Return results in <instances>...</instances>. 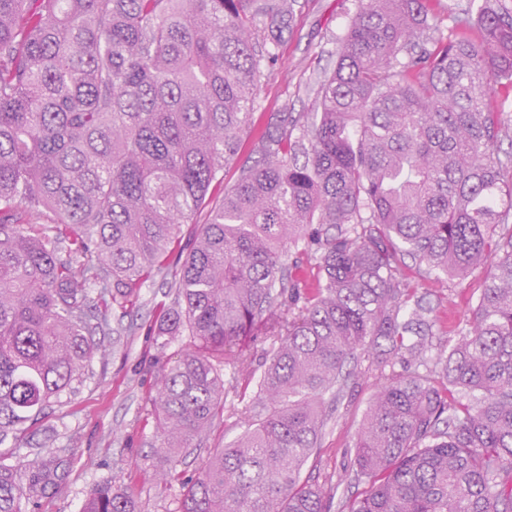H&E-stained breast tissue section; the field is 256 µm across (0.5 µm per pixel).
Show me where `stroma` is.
I'll list each match as a JSON object with an SVG mask.
<instances>
[{
  "mask_svg": "<svg viewBox=\"0 0 512 512\" xmlns=\"http://www.w3.org/2000/svg\"><path fill=\"white\" fill-rule=\"evenodd\" d=\"M356 7V0H299L294 26L278 47L274 72L260 88L256 127H264L276 112L310 111L313 79L334 67L339 42ZM487 275V270H478L444 288L418 289V297L432 307L439 322L436 341L455 336L464 326ZM171 298L168 281L158 277L143 288L135 309H110L111 324H122L124 331L119 335L106 333L108 359L93 362L88 378L68 402L48 409L31 425L26 435L28 447L50 444L75 451L67 480L44 500L40 512H81L84 499L104 481L118 490L130 489L139 512H176L184 481L203 470L208 449L224 447L243 430L245 417L253 412L254 392L250 389L225 393L224 404L230 407V414L215 420L200 449L174 459L178 481L166 486L155 480L156 469L164 464L154 452L156 364L161 359L177 360L183 347L175 341L166 349H158L150 325ZM408 369V363L402 361L382 370L362 365L331 412L320 447L306 464L303 476L335 489L336 502H348L359 491L342 476L353 465L354 445L369 401L381 384Z\"/></svg>",
  "mask_w": 512,
  "mask_h": 512,
  "instance_id": "1",
  "label": "stroma"
}]
</instances>
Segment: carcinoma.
I'll list each match as a JSON object with an SVG mask.
<instances>
[{
	"mask_svg": "<svg viewBox=\"0 0 512 512\" xmlns=\"http://www.w3.org/2000/svg\"><path fill=\"white\" fill-rule=\"evenodd\" d=\"M426 2L358 0L314 111L257 132L297 0H0V445L21 451L83 382L109 306L169 276L153 334L185 349L157 363L156 453L198 447L228 389L255 383L260 407L179 512H331L301 473L361 354L414 369L364 413L346 512H512V152L495 148L512 124L491 102L512 85V0H470L476 39L435 35ZM22 209L53 224L25 233ZM490 255L472 317L435 348L402 268L444 284ZM26 458L0 453V512H39L73 452ZM81 512L137 510L104 482Z\"/></svg>",
	"mask_w": 512,
	"mask_h": 512,
	"instance_id": "carcinoma-1",
	"label": "carcinoma"
}]
</instances>
